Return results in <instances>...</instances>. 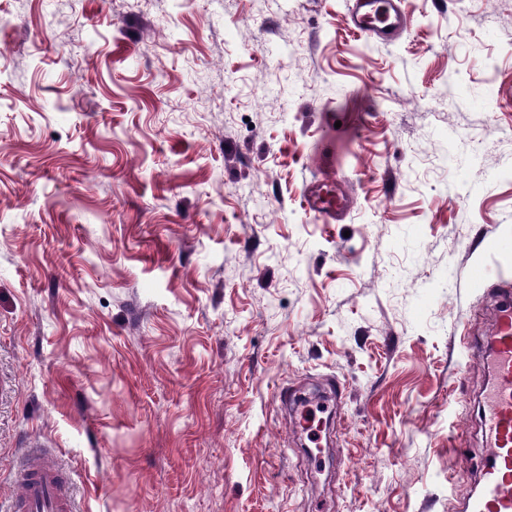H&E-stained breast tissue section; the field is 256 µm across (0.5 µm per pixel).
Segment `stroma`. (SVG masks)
Listing matches in <instances>:
<instances>
[{
  "instance_id": "stroma-1",
  "label": "stroma",
  "mask_w": 512,
  "mask_h": 512,
  "mask_svg": "<svg viewBox=\"0 0 512 512\" xmlns=\"http://www.w3.org/2000/svg\"><path fill=\"white\" fill-rule=\"evenodd\" d=\"M0 0V501L460 512L512 269V0ZM343 221L305 211L315 179ZM346 388L320 458L282 388ZM467 450L460 471L455 438ZM352 29L368 40L393 41L409 27L410 15L404 0H351ZM17 464L13 484L18 493L7 512H77L76 493L68 471L57 456L36 444Z\"/></svg>"
}]
</instances>
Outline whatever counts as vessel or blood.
I'll list each match as a JSON object with an SVG mask.
<instances>
[{"instance_id":"vessel-or-blood-1","label":"vessel or blood","mask_w":512,"mask_h":512,"mask_svg":"<svg viewBox=\"0 0 512 512\" xmlns=\"http://www.w3.org/2000/svg\"><path fill=\"white\" fill-rule=\"evenodd\" d=\"M352 29L369 40L393 41L409 27L405 0H352ZM305 210L322 219H338L348 209L341 193L321 187L308 189ZM472 280L482 286L498 285L499 310L490 336L464 337L465 347L487 367L489 383L482 395L483 423L488 445L482 459L477 490L462 500L464 512H512V280L493 277L477 268ZM13 483L18 492L7 512H78L76 493L68 471L57 456L35 447L17 464Z\"/></svg>"}]
</instances>
